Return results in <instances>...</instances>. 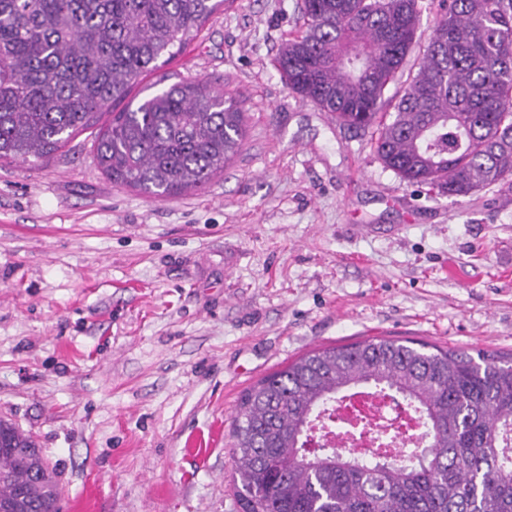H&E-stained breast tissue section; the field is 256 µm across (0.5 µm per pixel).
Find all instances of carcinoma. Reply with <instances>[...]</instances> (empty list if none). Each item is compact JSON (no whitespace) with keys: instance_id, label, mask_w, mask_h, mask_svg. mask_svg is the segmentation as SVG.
<instances>
[{"instance_id":"1","label":"carcinoma","mask_w":512,"mask_h":512,"mask_svg":"<svg viewBox=\"0 0 512 512\" xmlns=\"http://www.w3.org/2000/svg\"><path fill=\"white\" fill-rule=\"evenodd\" d=\"M223 4L0 0V161L58 151ZM299 12L303 31L278 54L282 80L370 133L384 168L455 199L512 182V0H437L424 40L420 0H301ZM109 116L97 166L161 200L203 189L245 135L239 102L184 79ZM366 388L401 396L428 449L373 463L310 446L325 407ZM0 434L35 448L9 423ZM233 438L242 512H512V360L390 339L317 348L243 392ZM0 472V505L56 512L41 449L1 453Z\"/></svg>"}]
</instances>
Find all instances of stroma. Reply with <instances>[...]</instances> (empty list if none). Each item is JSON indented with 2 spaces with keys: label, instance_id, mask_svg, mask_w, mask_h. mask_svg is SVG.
Wrapping results in <instances>:
<instances>
[{
  "label": "stroma",
  "instance_id": "1",
  "mask_svg": "<svg viewBox=\"0 0 512 512\" xmlns=\"http://www.w3.org/2000/svg\"><path fill=\"white\" fill-rule=\"evenodd\" d=\"M301 25L297 0H226L133 86L242 102V148L202 190L112 183L93 126L0 162V419L61 497L92 475L106 512H240L232 423L264 376L375 337L512 357V184L456 202L385 169L282 81Z\"/></svg>",
  "mask_w": 512,
  "mask_h": 512
}]
</instances>
